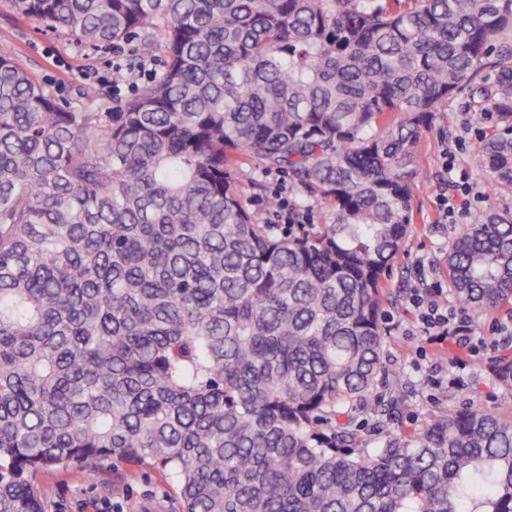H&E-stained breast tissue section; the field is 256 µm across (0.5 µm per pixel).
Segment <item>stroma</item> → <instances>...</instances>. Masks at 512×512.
<instances>
[{"label":"stroma","mask_w":512,"mask_h":512,"mask_svg":"<svg viewBox=\"0 0 512 512\" xmlns=\"http://www.w3.org/2000/svg\"><path fill=\"white\" fill-rule=\"evenodd\" d=\"M17 58L30 76L53 92L56 98L77 110L86 109L82 97L85 86H97L103 99L99 111H111L114 96L129 99L127 80L117 78L112 68V48H89L71 36L16 16L5 0H0V56ZM493 118L480 115L469 97L449 100L434 127L424 131L419 143V167L414 187V228L404 251L394 263L388 286L396 298L386 309L387 336L384 359L389 369L375 393L396 396L399 405L382 422L367 414L358 418L363 447H379L389 435H403L419 428L430 415L461 406L479 405L494 412L512 411V394L506 393L489 373L487 360L456 364L457 353L447 345L421 347L412 333L413 317L403 295L413 280L417 262L436 268L442 260L449 236L458 232L455 224L434 221L436 196L444 174L439 154L448 144H456L461 169L471 183L486 190L484 201L476 203L473 214L490 210L512 212V194L488 190V172L473 162L478 139L491 130ZM438 282L446 277L438 272ZM36 483L41 492L43 512H98L103 499H111L122 512H179L178 488L165 473L130 463L100 462L95 471L76 465H62L40 472ZM111 488L103 496L100 484Z\"/></svg>","instance_id":"obj_1"}]
</instances>
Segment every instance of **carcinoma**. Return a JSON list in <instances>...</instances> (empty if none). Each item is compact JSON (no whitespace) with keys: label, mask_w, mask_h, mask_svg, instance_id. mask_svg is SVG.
<instances>
[{"label":"carcinoma","mask_w":512,"mask_h":512,"mask_svg":"<svg viewBox=\"0 0 512 512\" xmlns=\"http://www.w3.org/2000/svg\"><path fill=\"white\" fill-rule=\"evenodd\" d=\"M96 46L161 35L117 112L61 105L0 57V512L35 472H165L181 512H512V414L380 419L382 275L411 231L417 143L448 99L495 125L474 153L512 193V0H9ZM495 71L485 81L483 71ZM288 174L302 235L242 188ZM448 290L512 305V214L448 239ZM491 370L512 392V354Z\"/></svg>","instance_id":"obj_1"}]
</instances>
